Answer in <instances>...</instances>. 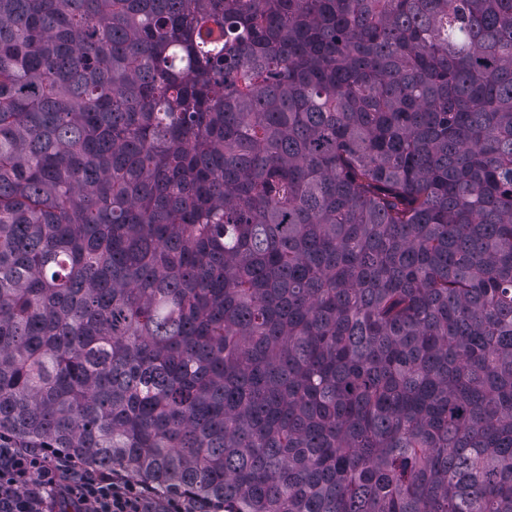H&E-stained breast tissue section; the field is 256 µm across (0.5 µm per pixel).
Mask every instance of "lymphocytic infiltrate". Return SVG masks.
<instances>
[{"label": "lymphocytic infiltrate", "instance_id": "1", "mask_svg": "<svg viewBox=\"0 0 512 512\" xmlns=\"http://www.w3.org/2000/svg\"><path fill=\"white\" fill-rule=\"evenodd\" d=\"M69 496L79 512H156L155 491L86 463L63 460L54 448H0V512H41L48 498Z\"/></svg>", "mask_w": 512, "mask_h": 512}]
</instances>
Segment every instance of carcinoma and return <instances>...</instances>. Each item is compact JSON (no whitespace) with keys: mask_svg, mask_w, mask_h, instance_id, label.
<instances>
[{"mask_svg":"<svg viewBox=\"0 0 512 512\" xmlns=\"http://www.w3.org/2000/svg\"><path fill=\"white\" fill-rule=\"evenodd\" d=\"M0 448L512 512V0H0Z\"/></svg>","mask_w":512,"mask_h":512,"instance_id":"obj_1","label":"carcinoma"}]
</instances>
